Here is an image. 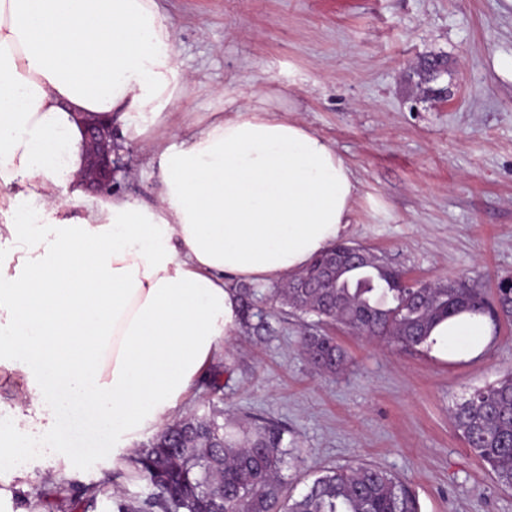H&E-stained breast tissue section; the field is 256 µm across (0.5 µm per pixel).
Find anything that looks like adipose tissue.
Wrapping results in <instances>:
<instances>
[{"instance_id":"adipose-tissue-1","label":"adipose tissue","mask_w":512,"mask_h":512,"mask_svg":"<svg viewBox=\"0 0 512 512\" xmlns=\"http://www.w3.org/2000/svg\"><path fill=\"white\" fill-rule=\"evenodd\" d=\"M188 83L157 0H0V184L32 206L0 225L21 253L0 262V409L64 399L111 432L126 475L223 356L236 283L288 281L344 235L357 197L330 141L246 105L156 141L153 204L89 196L85 121L139 137ZM490 336L463 312L431 350L470 360Z\"/></svg>"}]
</instances>
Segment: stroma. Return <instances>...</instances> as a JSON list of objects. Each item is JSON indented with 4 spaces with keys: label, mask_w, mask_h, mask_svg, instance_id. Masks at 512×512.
Listing matches in <instances>:
<instances>
[{
    "label": "stroma",
    "mask_w": 512,
    "mask_h": 512,
    "mask_svg": "<svg viewBox=\"0 0 512 512\" xmlns=\"http://www.w3.org/2000/svg\"><path fill=\"white\" fill-rule=\"evenodd\" d=\"M173 21L190 83L168 117L186 139L225 103L264 107L307 124L353 168L358 195L344 238L384 255L416 279L464 278L495 297L512 279V57L506 0H158ZM441 59L436 80L421 64ZM153 136L123 139L125 171L113 193L153 202ZM262 317L238 326L216 364L224 389L195 392L193 412L222 411L235 430L269 422L285 430L300 495L323 470L374 464L404 479L420 512H512L501 488L449 416L473 389L512 371V318L488 352L445 359L419 347L368 341L299 314L272 285H249ZM337 338L350 355L341 374L318 373L302 336ZM75 448L71 480L105 482L106 438L81 419H57ZM58 459L28 454L19 486L0 472V512L51 484Z\"/></svg>",
    "instance_id": "obj_1"
}]
</instances>
